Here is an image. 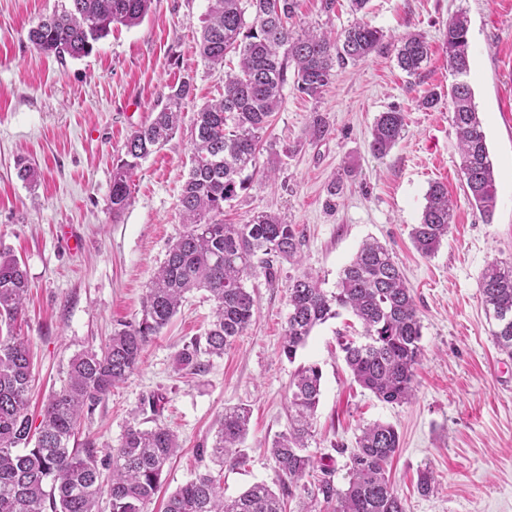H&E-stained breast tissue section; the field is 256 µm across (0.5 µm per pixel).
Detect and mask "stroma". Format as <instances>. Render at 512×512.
<instances>
[{"label": "stroma", "instance_id": "obj_1", "mask_svg": "<svg viewBox=\"0 0 512 512\" xmlns=\"http://www.w3.org/2000/svg\"><path fill=\"white\" fill-rule=\"evenodd\" d=\"M57 5L0 0V247L28 274L18 333L32 353L35 416L60 390L73 355L99 348L119 324L140 319L151 279L184 230L178 196L193 120L224 92L223 69L208 67L195 51L209 0H154L141 24L117 26L88 56L64 62L27 39ZM459 13L469 19L468 80L496 176L488 222L463 191L452 125L443 33ZM365 18L395 37L423 34L431 47L427 64L410 77L393 51L375 53L337 70L316 101L286 85L256 152L257 173L271 168L275 178L224 209L228 224L267 210L296 225L299 263L277 261L275 286L261 276L248 281L256 321L223 356L203 357L196 375L175 372L174 356L204 334L213 303L205 291L190 292L146 347L138 370L83 422L78 439L91 441L102 460L143 399L164 396L160 420L177 433L182 450L165 468L149 512H162L165 496L208 469L220 473L228 496L261 481L277 486L267 449L288 427L292 375L309 364L323 378L308 452L317 461L331 456L335 483L345 482L346 458L334 446L354 445L360 426L383 421L400 433L391 475L407 512H512V359L495 345V324L479 294L488 263L512 262V0H369ZM353 19L349 0H337L329 16L320 0H299L302 25L339 32ZM185 77L193 87L179 130L142 161L128 206L113 215V163L169 85ZM433 91L436 106L422 108ZM393 108L406 115L405 133L386 157L374 158V121ZM317 115L329 126L320 139L310 135ZM21 157L40 171L37 185L18 177ZM434 181L447 185L454 217L438 253L426 258L409 231ZM371 237L392 250L421 317L423 357L407 404L382 402L353 382L337 345L349 315L317 326L295 359L281 351L290 279L308 273L334 289L340 269ZM236 406L251 410L239 448L243 464L222 468L199 458L197 448L211 443L225 409ZM425 467L438 486L422 496L415 483Z\"/></svg>", "mask_w": 512, "mask_h": 512}]
</instances>
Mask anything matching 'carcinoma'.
I'll use <instances>...</instances> for the list:
<instances>
[{"instance_id":"cac0c4a2","label":"carcinoma","mask_w":512,"mask_h":512,"mask_svg":"<svg viewBox=\"0 0 512 512\" xmlns=\"http://www.w3.org/2000/svg\"><path fill=\"white\" fill-rule=\"evenodd\" d=\"M153 0H61L60 8L27 31L40 52L63 61L90 54L114 25H139ZM298 0H210L197 48L211 67L239 55L238 71L224 76V95L196 112L190 168L182 184L178 207L185 231L167 250L143 302L142 316L112 332L99 349L82 351L69 362L61 389L45 404L33 426L28 414L31 382L27 342L0 336V512H146L160 487L164 468L180 449L177 435L155 423L127 426L108 464L98 466L90 448L71 446L85 415L91 413L139 366L147 344L178 313L186 294L204 290L214 302V319L203 338L185 344L175 355L178 372L201 371L200 355L221 357L256 318L257 308L246 281L263 275L275 283L273 258L295 261L301 235L294 225L267 211L253 213L244 224L224 223V206L240 198L254 183L256 148L261 133L278 111L294 67L295 90L317 99L336 69L355 64L389 45L383 30L362 17L368 0H350L358 15L339 35L296 28ZM469 25L465 14L448 20L444 44L448 69L454 77L449 95L452 122L461 156L460 170L467 197L489 222L497 187L486 135L467 80L470 71ZM398 66L415 75L430 48L418 33L394 44ZM190 80L170 86L151 121L127 139L124 154L112 166L110 203L117 216L130 200L131 181L140 161L163 145L182 121V104L190 96ZM405 132V115L391 109L376 118L369 151L386 157ZM453 217L448 187L435 182L425 193V206L410 238L429 257L447 239ZM29 288L25 266L0 251V325L11 327L22 317ZM480 298L496 322L492 336L498 349L512 356V264L491 262L480 281ZM288 317L282 352L292 360L313 329L342 312L354 315L361 339L341 343L354 381L379 400L403 404L415 395V370L423 355L422 325L411 288L390 249L366 241L339 273L336 289L326 291L303 273L288 284ZM322 383L316 365H304L295 375L289 399L288 429L268 451L274 459L280 492L264 482L239 496L224 498L211 473H199L171 493L163 512H283V496L306 489L315 462L306 453L312 437ZM248 411L234 407L209 447L196 449L222 465L243 463L237 448L248 431ZM400 448V435L390 423L375 421L361 429L355 445L335 451L348 457L346 483L339 487L333 469L321 467L314 499L333 512H406L405 501L390 479V463ZM435 476L418 472L417 490L433 492Z\"/></svg>"}]
</instances>
